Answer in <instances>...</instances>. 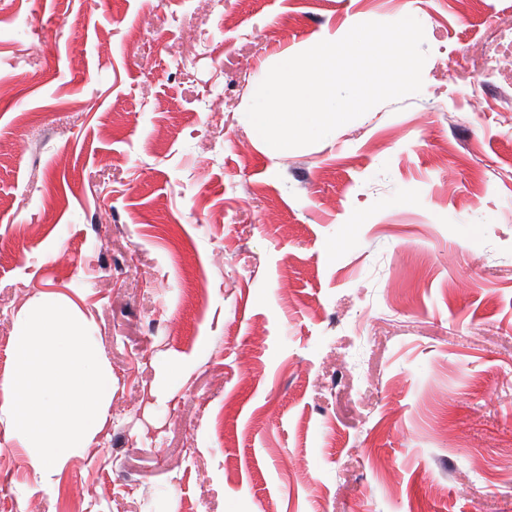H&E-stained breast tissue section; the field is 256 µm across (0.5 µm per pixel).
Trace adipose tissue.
<instances>
[{"mask_svg":"<svg viewBox=\"0 0 512 512\" xmlns=\"http://www.w3.org/2000/svg\"><path fill=\"white\" fill-rule=\"evenodd\" d=\"M15 368L0 377V421L31 449L38 484L55 489L67 459L106 436L112 424V373L90 346L85 316L49 297L18 313Z\"/></svg>","mask_w":512,"mask_h":512,"instance_id":"obj_1","label":"adipose tissue"}]
</instances>
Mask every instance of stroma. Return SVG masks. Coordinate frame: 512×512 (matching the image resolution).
Wrapping results in <instances>:
<instances>
[{
  "label": "stroma",
  "instance_id": "35a3bbf8",
  "mask_svg": "<svg viewBox=\"0 0 512 512\" xmlns=\"http://www.w3.org/2000/svg\"><path fill=\"white\" fill-rule=\"evenodd\" d=\"M408 12L418 94L252 136L283 52ZM507 27L512 0H0V376L52 295L115 380L54 491L0 423L12 512H512Z\"/></svg>",
  "mask_w": 512,
  "mask_h": 512
}]
</instances>
